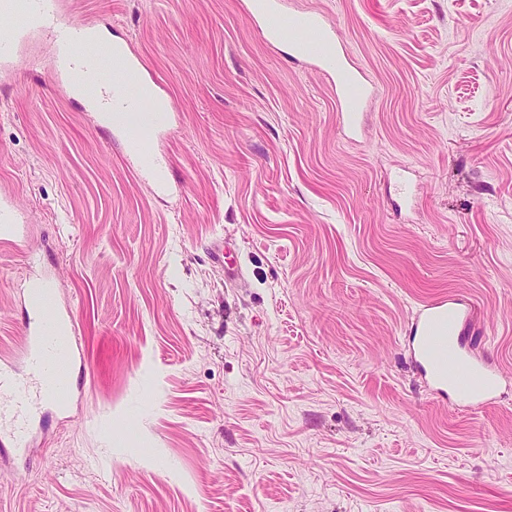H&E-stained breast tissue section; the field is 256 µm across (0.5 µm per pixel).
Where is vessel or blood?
<instances>
[{
  "label": "vessel or blood",
  "instance_id": "obj_1",
  "mask_svg": "<svg viewBox=\"0 0 512 512\" xmlns=\"http://www.w3.org/2000/svg\"><path fill=\"white\" fill-rule=\"evenodd\" d=\"M246 13L268 44L287 45L290 54L329 76L338 118L345 128H353L370 89L364 73L341 53L331 21L320 13L288 15L279 0L248 5ZM0 16L5 19L0 26V69L13 68L21 45L35 35L54 47H67L66 59L57 63L55 82L87 90L97 126L119 131L127 157L142 177L151 179L159 192L175 194L176 186L166 177V159L142 138L147 129L166 131L172 111L150 107L138 94L142 84L153 93L161 91L159 79L144 70L139 56L127 46L97 40L93 28L64 14L61 0H0ZM23 229L14 201L1 198L0 244L18 246ZM471 313V303L457 296L425 302L411 318L409 347L430 393L468 408L495 403L500 384L498 370L468 350L456 334ZM74 332L71 305L56 298L49 279H40L21 327L24 369L16 371L9 359L0 360V444L15 453L29 447L32 423L43 407L65 410L70 405L71 376L84 359Z\"/></svg>",
  "mask_w": 512,
  "mask_h": 512
}]
</instances>
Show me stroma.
<instances>
[{
	"label": "stroma",
	"mask_w": 512,
	"mask_h": 512,
	"mask_svg": "<svg viewBox=\"0 0 512 512\" xmlns=\"http://www.w3.org/2000/svg\"><path fill=\"white\" fill-rule=\"evenodd\" d=\"M245 3L64 0L172 99L173 197L55 91L52 44L0 71V194L28 225L0 248V354L36 257L86 358L81 398L0 459V512H512V0H282L372 83L353 134ZM444 294L473 305L494 405L439 401L410 364Z\"/></svg>",
	"instance_id": "obj_1"
}]
</instances>
